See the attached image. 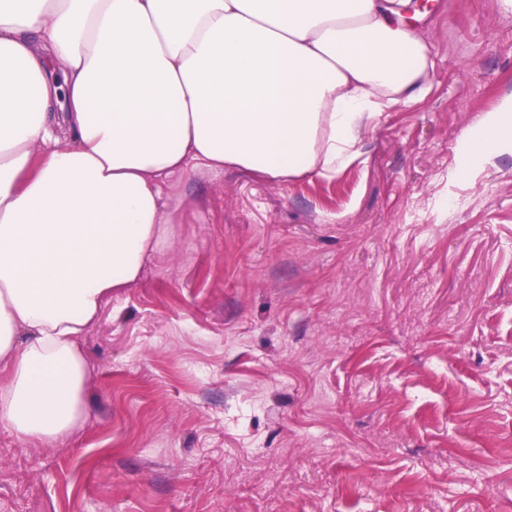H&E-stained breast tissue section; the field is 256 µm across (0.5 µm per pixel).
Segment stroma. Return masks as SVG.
<instances>
[{"mask_svg":"<svg viewBox=\"0 0 512 512\" xmlns=\"http://www.w3.org/2000/svg\"><path fill=\"white\" fill-rule=\"evenodd\" d=\"M427 93L341 171L180 181L175 239L106 300L87 416L0 429V512H512V13L428 0ZM479 133H466L468 153L474 158L495 154L508 128L512 127V97L503 100L494 111L487 112L477 120Z\"/></svg>","mask_w":512,"mask_h":512,"instance_id":"stroma-1","label":"stroma"}]
</instances>
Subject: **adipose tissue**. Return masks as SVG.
Masks as SVG:
<instances>
[{
    "label": "adipose tissue",
    "mask_w": 512,
    "mask_h": 512,
    "mask_svg": "<svg viewBox=\"0 0 512 512\" xmlns=\"http://www.w3.org/2000/svg\"><path fill=\"white\" fill-rule=\"evenodd\" d=\"M413 0H0V428L86 417L81 347L179 222L173 176L346 167L433 68ZM495 154L512 98L477 121Z\"/></svg>",
    "instance_id": "ef3b65f1"
}]
</instances>
